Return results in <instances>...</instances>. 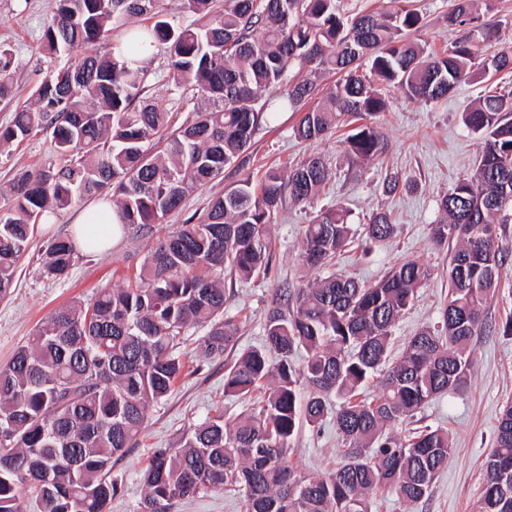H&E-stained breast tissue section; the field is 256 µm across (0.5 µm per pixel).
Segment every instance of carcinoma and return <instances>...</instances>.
I'll return each instance as SVG.
<instances>
[{"label":"carcinoma","mask_w":512,"mask_h":512,"mask_svg":"<svg viewBox=\"0 0 512 512\" xmlns=\"http://www.w3.org/2000/svg\"><path fill=\"white\" fill-rule=\"evenodd\" d=\"M197 19L174 26L163 0H58L42 50L84 53L48 72L0 127V153L34 131L50 136L54 161L16 174L11 203L0 206V298L11 293L34 226L57 211L112 188L121 228L149 231L186 194L237 163L276 112L266 92L284 86L278 107L300 113L295 135L323 140L353 121L349 161L368 165L386 148L365 122L387 107L383 88L411 101L444 98L457 85L512 70V50L480 55V42L502 27L493 3L455 0L456 32L438 56L410 39L418 13L388 0L381 11L350 13L344 0H186ZM147 16L151 26H133ZM123 30L109 42L108 33ZM150 45L168 55L171 85L203 98L194 117L163 136L170 117L142 99L148 78L137 64ZM339 75L315 97L317 80ZM12 50L0 44V100L13 93ZM482 140L474 171L440 201L433 243L458 242L448 262V300L439 321L391 356L392 333L430 272L410 259L366 285L330 274L274 308L265 345L246 349L224 373V394L257 396L233 421L218 413L182 434L179 447L157 448L142 475L141 512H172L207 489L238 492L244 512H372L387 491L406 503L428 498L453 452L448 429L424 426L407 436L394 426L433 399L463 387L472 341L487 326L489 302L507 260L502 225L512 222V95L492 90L463 113ZM330 179L313 156L285 173L247 176L210 201L194 224L160 237L118 288H100L51 313L0 367V512H107L120 491L112 467L136 446L151 405L167 398L184 372L179 345L192 326L207 327L191 358L201 367L224 356L239 324L224 315V272L243 281L269 278V238L286 201L306 206ZM338 203L302 229L301 261L319 269L351 239ZM384 213L364 225L365 253L391 239ZM77 257L70 239L45 250L42 271L61 279ZM305 352L295 367L297 351ZM379 393L361 398L370 381ZM332 417L343 461L321 477L289 462L300 423ZM481 512H512V402L504 405L485 454Z\"/></svg>","instance_id":"cac0c4a2"}]
</instances>
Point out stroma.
<instances>
[{
    "mask_svg": "<svg viewBox=\"0 0 512 512\" xmlns=\"http://www.w3.org/2000/svg\"><path fill=\"white\" fill-rule=\"evenodd\" d=\"M410 6L423 18L414 40L439 53L448 50L456 37L448 26L450 0H410ZM56 7L57 0H0V42L11 46L17 63L12 104L0 105L2 127L10 123L15 107L29 103L32 89L45 71L65 63L61 57L39 56L44 26ZM167 75L166 56L157 53L149 66L143 100L169 113L176 127L192 117L194 102L190 93L168 86ZM491 88L512 91V71L459 84L436 102L412 103L400 90L387 91L388 108L372 122L385 136L388 150L362 168L346 157L347 129L308 143L294 134L298 113H278L256 135L242 156L240 168L225 169L188 195L151 232L130 230L106 252L79 253L69 274L59 280L43 274L41 257L55 239L70 237L75 210L70 207L59 211L50 223L36 225L28 252L18 264L12 293L0 300V365L11 359L15 349L25 344L55 309L76 299H90L98 289L122 285L123 274L140 266L159 236L177 225L195 223L210 200L233 189L243 174L258 176L270 168L287 170L311 154L324 155L332 168L333 177L324 193L306 207L286 206L271 226L276 256L271 277L248 282L225 279V311L241 321L236 347L202 368L187 364L173 393L150 407L138 444L112 469L113 478L122 488L110 502L108 512H140L141 474L154 449L177 447L190 425L216 412H223L225 420L230 421L250 407V400L225 395L224 373L242 350L263 346L266 317L283 294L297 292L316 278L315 270L302 265L299 253L302 227L319 209L342 203L350 212V224L356 226L368 223L375 212L384 211L397 226L393 240L370 255L364 252L362 238H354L333 260L331 269L336 274L368 284L405 259H418L429 268L427 285L393 331L394 353H401L411 336L437 322L448 298V260L455 245L433 244L430 228L439 218L442 195L475 166L481 145L463 123L462 114ZM51 158L50 140L41 133L27 137L10 154L1 156L0 205L6 203L17 173L47 166ZM394 174L403 184L395 193L385 194L383 181ZM501 244L509 260L501 273V287L487 308L489 326L473 340L471 380L463 392L435 399L417 415L419 425L447 428L454 448L448 466L438 475L428 500L407 504L380 493L373 499L372 512H479L482 462L492 446L501 408L512 401V336L498 330L512 317V224L504 225ZM341 459L333 421H326L319 430L301 427L290 455L299 471L319 476L336 468Z\"/></svg>",
    "mask_w": 512,
    "mask_h": 512,
    "instance_id": "stroma-1",
    "label": "stroma"
}]
</instances>
